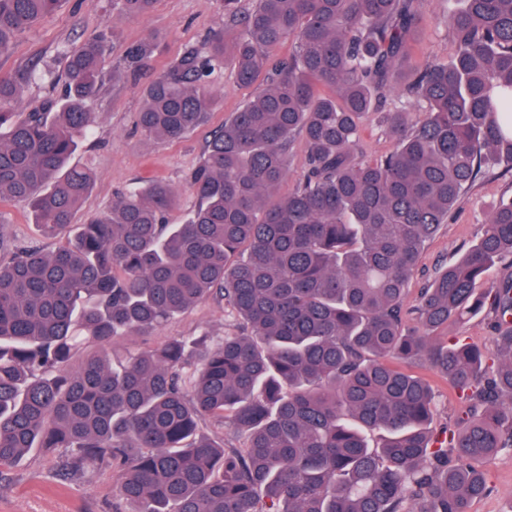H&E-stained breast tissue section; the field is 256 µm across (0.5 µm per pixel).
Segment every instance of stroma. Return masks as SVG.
Returning a JSON list of instances; mask_svg holds the SVG:
<instances>
[{
	"label": "stroma",
	"mask_w": 512,
	"mask_h": 512,
	"mask_svg": "<svg viewBox=\"0 0 512 512\" xmlns=\"http://www.w3.org/2000/svg\"><path fill=\"white\" fill-rule=\"evenodd\" d=\"M453 0H428L420 22L418 41L409 58L398 65L400 76L422 66L428 59L445 60L454 53L445 17ZM107 30L111 44L103 73L92 134L84 140L72 164L91 169L93 189L76 223H86L111 205L117 195L138 185L161 182L175 193V203L166 221L179 224L196 205L191 175L207 141L224 121L253 94L238 86L232 69L211 78L213 103L206 124L177 140L143 136L137 128L142 107V88L175 62L191 46H197L224 30V13L218 0H156L145 16L115 18L112 0H62L57 11L38 25L17 36L10 52L0 55V76L10 75L31 64L47 74L27 84L15 109L27 111L33 103L60 95L64 90L62 57L72 46L99 30ZM147 38L157 48L141 70L130 74L122 63L125 45ZM512 193V171L495 167L477 180L459 200L441 231L424 245L417 271L409 284L410 296L432 277L436 269L458 258L481 233L492 206L503 194ZM229 318L222 305L205 299L148 336L131 335L106 345L112 359L153 348L175 336L208 333L223 336ZM416 372L433 385L436 396L434 427L454 425L462 402L442 376L425 362L415 364ZM57 453L35 449L1 470L6 481L0 487V512H118L119 478L104 469L89 479L69 481L58 475ZM488 490L471 504V512H507L512 507V450L505 449L482 464Z\"/></svg>",
	"instance_id": "obj_1"
}]
</instances>
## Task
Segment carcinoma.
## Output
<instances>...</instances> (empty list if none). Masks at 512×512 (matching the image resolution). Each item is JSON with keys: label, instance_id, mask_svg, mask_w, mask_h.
Instances as JSON below:
<instances>
[{"label": "carcinoma", "instance_id": "cac0c4a2", "mask_svg": "<svg viewBox=\"0 0 512 512\" xmlns=\"http://www.w3.org/2000/svg\"><path fill=\"white\" fill-rule=\"evenodd\" d=\"M113 2L146 15L155 0ZM241 2L221 0L224 33L142 91V133L178 139L207 122L215 71L256 87L208 141L183 224L164 223L159 183L72 223L94 177L67 164L94 123L107 31L65 53L58 100L19 115L33 70L0 78V203L63 237L47 251L0 228V468L62 448L65 477L118 472L131 512H470L488 489L479 463L512 450V275L489 279L512 257V195L421 289L412 326L403 305L463 192L512 168V0H459L453 59L403 87L426 0ZM60 3L0 0V54ZM152 50L128 45L125 71ZM399 91L421 117L384 110ZM370 112L395 142L375 158L357 155ZM298 140L307 170L282 197ZM205 298L234 331L70 368L82 343L157 331ZM479 314L490 345L441 335ZM412 360L465 403L458 429L432 434L434 391L399 366Z\"/></svg>", "mask_w": 512, "mask_h": 512}]
</instances>
